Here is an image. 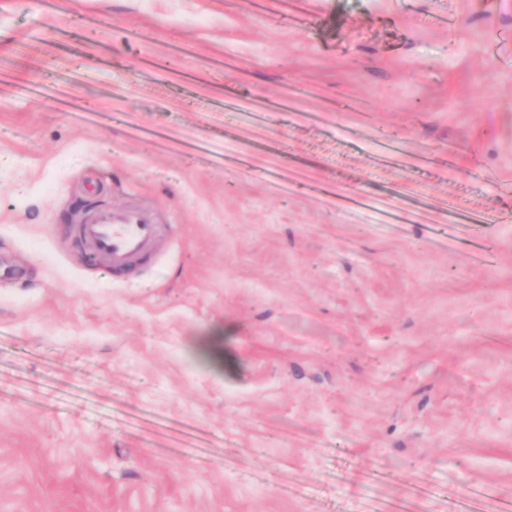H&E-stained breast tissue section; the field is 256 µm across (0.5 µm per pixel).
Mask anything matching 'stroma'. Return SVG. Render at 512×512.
<instances>
[{"instance_id":"1","label":"stroma","mask_w":512,"mask_h":512,"mask_svg":"<svg viewBox=\"0 0 512 512\" xmlns=\"http://www.w3.org/2000/svg\"><path fill=\"white\" fill-rule=\"evenodd\" d=\"M0 512H512V0H0ZM76 230L90 258L104 259L113 274L142 265L155 250L159 235L158 224L127 207L96 211Z\"/></svg>"}]
</instances>
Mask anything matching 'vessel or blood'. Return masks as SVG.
I'll return each mask as SVG.
<instances>
[{
	"mask_svg": "<svg viewBox=\"0 0 512 512\" xmlns=\"http://www.w3.org/2000/svg\"><path fill=\"white\" fill-rule=\"evenodd\" d=\"M77 235L90 257L104 259L113 272L142 265L154 251L159 227L139 211L115 207L93 213L78 225Z\"/></svg>",
	"mask_w": 512,
	"mask_h": 512,
	"instance_id": "1",
	"label": "vessel or blood"
}]
</instances>
